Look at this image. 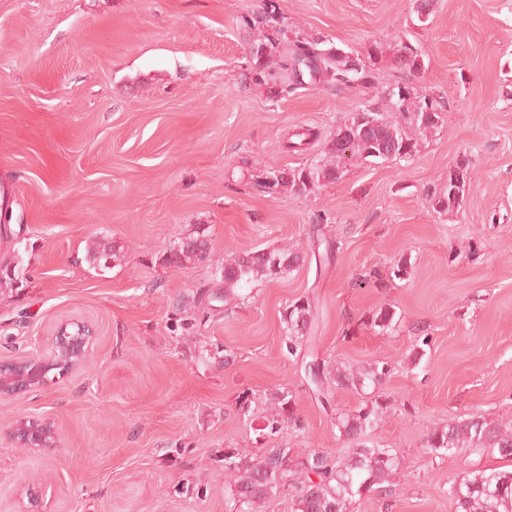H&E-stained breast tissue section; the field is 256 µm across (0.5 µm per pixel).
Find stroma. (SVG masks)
Segmentation results:
<instances>
[{"label":"stroma","instance_id":"stroma-1","mask_svg":"<svg viewBox=\"0 0 512 512\" xmlns=\"http://www.w3.org/2000/svg\"><path fill=\"white\" fill-rule=\"evenodd\" d=\"M264 12L287 38L374 58L373 86L269 97L245 25ZM404 41L420 70L396 62ZM398 84L442 106L416 156L351 159L307 197L259 185ZM302 127L317 141L290 148ZM462 158L461 206L433 209ZM0 189V267L20 272L0 287V358L44 355L70 319L97 334L83 368L0 398V512H234L225 449L347 448L336 416L365 398L334 388L323 410L313 356L390 367L365 442L391 449L400 483L352 512H450L449 481L512 470L482 445L426 443L472 414L512 426V0H434L424 22L414 0H0ZM199 227L210 261L168 264ZM100 239L120 249L105 268L89 260ZM284 246L299 267L214 299L215 263ZM300 298L319 320L292 354L283 318ZM281 391L301 424L260 436ZM25 417L53 420L55 446L15 447Z\"/></svg>","mask_w":512,"mask_h":512}]
</instances>
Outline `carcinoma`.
<instances>
[{"label": "carcinoma", "mask_w": 512, "mask_h": 512, "mask_svg": "<svg viewBox=\"0 0 512 512\" xmlns=\"http://www.w3.org/2000/svg\"><path fill=\"white\" fill-rule=\"evenodd\" d=\"M253 30L249 53L254 66L252 79L275 97L306 86L318 87L373 85L371 64L341 52V49L323 48L321 41L296 38L289 47L280 49L282 40L272 14L256 16L246 21ZM397 59L412 71L421 68L417 49L401 43ZM407 94L397 95L398 88L383 92L382 107H368L350 113L343 124L336 127L330 146L316 160L298 169H283L261 185L268 189H282L298 197L308 196L319 188L336 182L345 161L355 157L366 159H396L413 157L428 134L442 126V113L434 110L430 97L406 86ZM469 169L461 176L448 177V188L432 195V206L441 211L460 206ZM207 236L200 231L183 237L170 249L169 262H206L211 251L206 247ZM118 256L116 247L109 243H94L90 260L97 263ZM296 250L273 249L241 254L224 265L215 267L224 291L220 297L229 300L237 296L241 283L253 279L272 278L299 265ZM314 320L313 306L304 299L288 305L284 322L288 331V351L308 342ZM390 369L387 363L371 364L353 370L338 366L325 372L324 365L314 358L308 363V376L315 385L321 402L329 405L331 384L338 388L355 390L370 383L378 388ZM274 414L267 419L265 429L275 434L287 423H297L298 417L290 408L287 395L275 397ZM383 404L374 400L358 410L338 416V428L350 443L348 454L331 459L330 454L313 452L292 459L286 448H269L260 457H252L235 448L224 453V471L231 477L232 496L239 504V512H256L269 501L278 489L291 481L301 484L296 512H350L356 498L375 490L387 492L394 485L399 469L396 457L388 448H375L363 442L367 430L373 427ZM489 443L504 457L512 456V428L481 416L452 422L428 434L429 447L437 452L452 454L461 448ZM448 501L453 512H512V471L481 469L468 477L448 484Z\"/></svg>", "instance_id": "carcinoma-1"}]
</instances>
